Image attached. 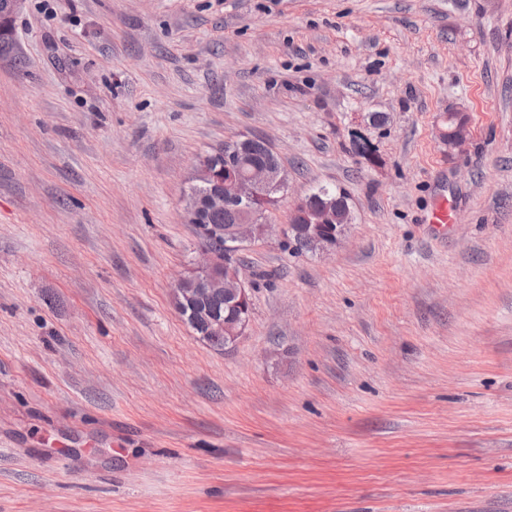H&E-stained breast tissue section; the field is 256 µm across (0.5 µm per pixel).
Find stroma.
Here are the masks:
<instances>
[{
  "mask_svg": "<svg viewBox=\"0 0 512 512\" xmlns=\"http://www.w3.org/2000/svg\"><path fill=\"white\" fill-rule=\"evenodd\" d=\"M242 136L288 174L270 223L324 184L355 221L321 256L248 247L218 350L172 288L195 169ZM0 512H512V0H26ZM468 130L464 120L456 114H448V129H441L440 138L449 151L460 148L467 139Z\"/></svg>",
  "mask_w": 512,
  "mask_h": 512,
  "instance_id": "stroma-1",
  "label": "stroma"
}]
</instances>
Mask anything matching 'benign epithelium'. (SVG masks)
Listing matches in <instances>:
<instances>
[{
	"instance_id": "obj_1",
	"label": "benign epithelium",
	"mask_w": 512,
	"mask_h": 512,
	"mask_svg": "<svg viewBox=\"0 0 512 512\" xmlns=\"http://www.w3.org/2000/svg\"><path fill=\"white\" fill-rule=\"evenodd\" d=\"M24 0H0V34L10 36V24L21 10ZM468 130L464 120L456 114L448 115V128L440 131V138L448 145V150L460 148L467 139ZM196 180L209 186L204 197L203 207L210 211L224 210V203L234 201L244 204V209L236 213L234 223L216 233L245 247L260 238L277 235L282 240L291 237L310 243L312 251L327 252L344 234L345 228L336 224V215L329 205L313 207L305 198L294 206L291 216L299 219L297 224H256L257 215L252 204L261 192L284 181L282 169L268 164L257 163L246 170L226 179L224 172L210 165L197 167ZM194 273L184 276L176 284L174 296L190 293L200 298L223 296L232 301L242 315L233 320H211L210 329L224 333V347L231 348L244 335L251 309L250 288L240 266L226 256H221L211 247L202 245L198 257L193 261Z\"/></svg>"
}]
</instances>
